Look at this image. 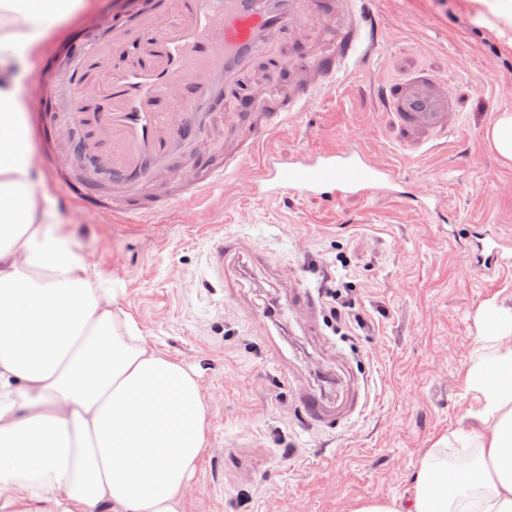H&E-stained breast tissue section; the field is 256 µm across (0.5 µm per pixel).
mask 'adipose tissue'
<instances>
[{
  "label": "adipose tissue",
  "mask_w": 512,
  "mask_h": 512,
  "mask_svg": "<svg viewBox=\"0 0 512 512\" xmlns=\"http://www.w3.org/2000/svg\"><path fill=\"white\" fill-rule=\"evenodd\" d=\"M93 0H0V512H181L208 446L197 374L149 347L47 206L29 59ZM465 375L477 428L428 449L407 512H512V312L483 317ZM477 449L448 466L454 446Z\"/></svg>",
  "instance_id": "ef3b65f1"
}]
</instances>
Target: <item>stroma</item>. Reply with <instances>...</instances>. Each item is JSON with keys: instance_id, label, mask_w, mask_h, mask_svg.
Wrapping results in <instances>:
<instances>
[{"instance_id": "stroma-1", "label": "stroma", "mask_w": 512, "mask_h": 512, "mask_svg": "<svg viewBox=\"0 0 512 512\" xmlns=\"http://www.w3.org/2000/svg\"><path fill=\"white\" fill-rule=\"evenodd\" d=\"M369 2L381 28L377 61L311 77L326 49L317 25L305 36L306 59L289 48L282 61H258L247 90L258 102H307L263 150L358 144L398 170L405 197L264 198L252 188L251 156L204 200L182 202L179 161L156 191L159 213L131 223L108 206L91 214L64 201L45 160L53 145L42 116L33 117L30 142L60 220L119 288L148 346L201 380L209 445L183 512H355L370 497L403 510L426 449L474 426L464 377L485 310H512V269L487 275L467 265L462 227L484 224L512 242V163L487 137L500 113H512V37L476 23L478 0ZM96 3L29 60L24 96L37 99L41 68L98 39L103 21L127 19L142 0ZM419 69L458 104L447 137L422 145L379 96ZM429 195L441 209L418 206ZM227 234L243 245L218 275L211 255ZM303 284L317 296L347 289L359 325L346 335L326 327L317 336L296 322L268 330L261 311ZM306 390L339 409L355 395L361 405L321 424L299 402Z\"/></svg>"}]
</instances>
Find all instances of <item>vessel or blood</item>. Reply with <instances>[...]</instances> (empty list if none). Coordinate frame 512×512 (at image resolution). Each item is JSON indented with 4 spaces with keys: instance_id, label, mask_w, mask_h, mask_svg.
Wrapping results in <instances>:
<instances>
[{
    "instance_id": "obj_1",
    "label": "vessel or blood",
    "mask_w": 512,
    "mask_h": 512,
    "mask_svg": "<svg viewBox=\"0 0 512 512\" xmlns=\"http://www.w3.org/2000/svg\"><path fill=\"white\" fill-rule=\"evenodd\" d=\"M365 4L323 0L325 21L338 29L332 54L318 60L319 69L333 76L375 53L379 40L364 19ZM313 23L307 0H156L133 23H112L108 40L78 48L86 70L69 69L44 96L46 111L66 112L69 124L83 132V181L67 185L68 197L90 213L106 204L133 218L155 213V197L146 189L150 178L183 158L198 134L211 131L226 104L250 110L251 101L237 89L253 62L279 57L289 32L307 31ZM437 84L420 71L383 86L386 108L405 132L447 133L456 104ZM298 109L292 100L284 111L259 110L238 152L189 170L183 196L207 197ZM252 185L270 198L339 202L398 195L402 180L352 145L267 156L254 169ZM468 237L471 264L492 272L512 267V246L497 234L475 224Z\"/></svg>"
}]
</instances>
